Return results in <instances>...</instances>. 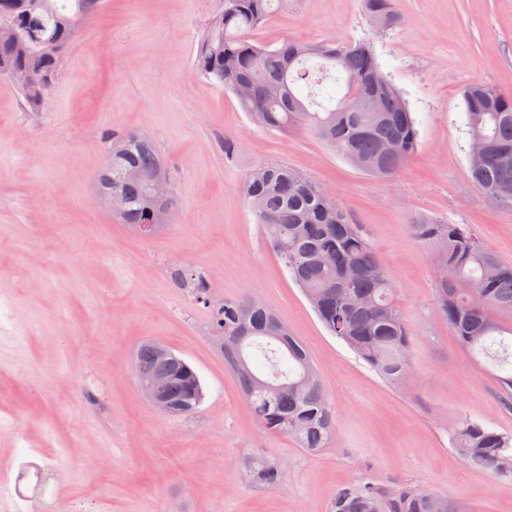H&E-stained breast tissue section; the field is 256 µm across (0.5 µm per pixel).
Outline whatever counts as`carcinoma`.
<instances>
[{
  "label": "carcinoma",
  "mask_w": 512,
  "mask_h": 512,
  "mask_svg": "<svg viewBox=\"0 0 512 512\" xmlns=\"http://www.w3.org/2000/svg\"><path fill=\"white\" fill-rule=\"evenodd\" d=\"M274 0H222L196 45L193 65L209 84L232 93L259 127L286 135L299 126L331 145L357 168L389 179L418 149V130L408 101L377 60L373 42L285 40L272 48L251 33L262 26ZM391 0H363L376 31L397 21ZM102 0H0V78L25 70L19 87L38 112L58 81L79 24L95 16ZM30 47L16 52L14 37ZM344 80L346 94L334 101L327 84ZM470 142L481 144L471 181L496 206L512 207V93L472 81L462 89ZM112 153L97 188L124 200L119 219L138 229L161 225L155 183L164 176L149 140L129 132L112 138ZM248 200L260 202L258 223L304 291L328 332L346 343L386 381L412 376L411 332L394 302L391 277L358 225L329 190L281 162L254 166L245 183ZM416 235L439 248L446 276L435 288L434 308L457 341L499 371L503 396L512 402V324L495 312L512 313V265H504L465 224L421 219ZM196 301L207 305L210 331L237 377L241 393L270 434L296 441L308 454L330 447L335 422L319 374L305 345L266 305L253 298L213 303L205 277L177 272ZM139 378L167 377L172 415L193 414L204 398L192 366L166 345L146 340L137 349ZM450 439L462 461L499 478L512 479V434L499 433L469 416L459 418ZM285 463L256 457L246 476L264 489L277 487ZM328 512H469L446 493L401 482L362 480L342 486Z\"/></svg>",
  "instance_id": "obj_1"
}]
</instances>
